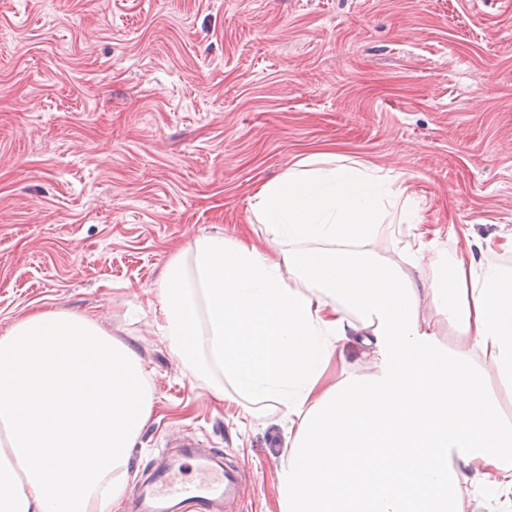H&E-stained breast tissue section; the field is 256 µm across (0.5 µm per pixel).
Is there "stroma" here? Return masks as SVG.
Returning a JSON list of instances; mask_svg holds the SVG:
<instances>
[{
	"mask_svg": "<svg viewBox=\"0 0 512 512\" xmlns=\"http://www.w3.org/2000/svg\"><path fill=\"white\" fill-rule=\"evenodd\" d=\"M336 153L402 173L418 222L382 256L512 232V0H0V332L95 312L151 371L131 453L194 481L178 445L244 470L237 512H279L288 426L238 422L153 323L157 283L249 198Z\"/></svg>",
	"mask_w": 512,
	"mask_h": 512,
	"instance_id": "35a3bbf8",
	"label": "stroma"
}]
</instances>
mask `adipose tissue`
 Segmentation results:
<instances>
[{
	"instance_id": "ef3b65f1",
	"label": "adipose tissue",
	"mask_w": 512,
	"mask_h": 512,
	"mask_svg": "<svg viewBox=\"0 0 512 512\" xmlns=\"http://www.w3.org/2000/svg\"><path fill=\"white\" fill-rule=\"evenodd\" d=\"M263 241L197 236L166 264L154 321L177 366L236 415L288 423L280 512H472L463 485L512 512V266L465 238L451 259L394 261L378 238L417 221L406 187L312 155L263 184ZM456 338L441 348L439 325ZM367 376L326 371L344 341ZM149 373L92 313L35 310L0 333V512H112L149 422Z\"/></svg>"
}]
</instances>
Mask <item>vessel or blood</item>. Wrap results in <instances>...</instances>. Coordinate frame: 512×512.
I'll list each match as a JSON object with an SVG mask.
<instances>
[{
  "instance_id": "1",
  "label": "vessel or blood",
  "mask_w": 512,
  "mask_h": 512,
  "mask_svg": "<svg viewBox=\"0 0 512 512\" xmlns=\"http://www.w3.org/2000/svg\"><path fill=\"white\" fill-rule=\"evenodd\" d=\"M243 475L239 467L228 465L194 484L172 480L169 472L158 471L131 490L132 512H178L181 507L193 512H215L219 504L239 501Z\"/></svg>"
}]
</instances>
